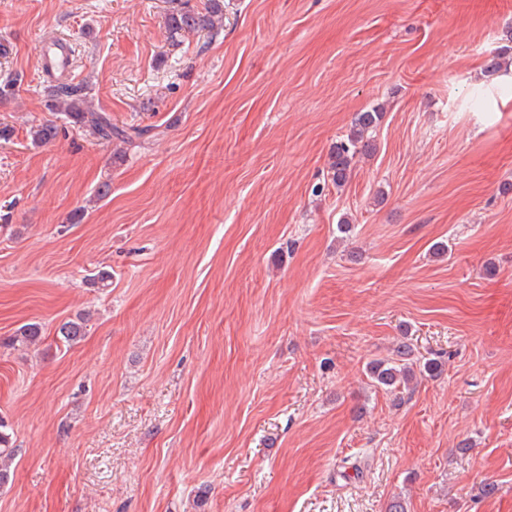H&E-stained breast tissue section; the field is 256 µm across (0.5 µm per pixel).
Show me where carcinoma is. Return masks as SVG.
<instances>
[{
  "instance_id": "1",
  "label": "carcinoma",
  "mask_w": 512,
  "mask_h": 512,
  "mask_svg": "<svg viewBox=\"0 0 512 512\" xmlns=\"http://www.w3.org/2000/svg\"><path fill=\"white\" fill-rule=\"evenodd\" d=\"M170 3L166 30L171 41H178L186 32L205 31L212 36L219 33L217 22L224 11L222 0H207L202 9L191 5V0H170ZM45 93L48 111L56 113L66 125L90 129L105 143H110L114 139L131 142L149 132L147 128L124 129L112 125L109 115L92 109L87 97V88L83 85L57 79L55 83L46 87ZM382 116L380 108L358 113L347 134L336 141L329 157L330 180L336 187L342 188L346 185L355 159L366 156L373 150L370 131L376 129ZM57 134L58 126L55 123H42L31 130V141L36 146L47 145ZM90 321V313H79L75 318L64 321L57 327L56 338L63 346L70 348L86 336ZM41 343V326L37 323H27L0 344L14 350H29L39 347ZM440 369L441 363L435 359L427 360L423 364V369H418L410 344L402 341L395 350V357L372 363L368 368V375L373 386L384 389L399 400L403 391L417 380L418 375L425 373L433 376ZM14 456L12 436L0 420V488L8 485L11 480Z\"/></svg>"
}]
</instances>
